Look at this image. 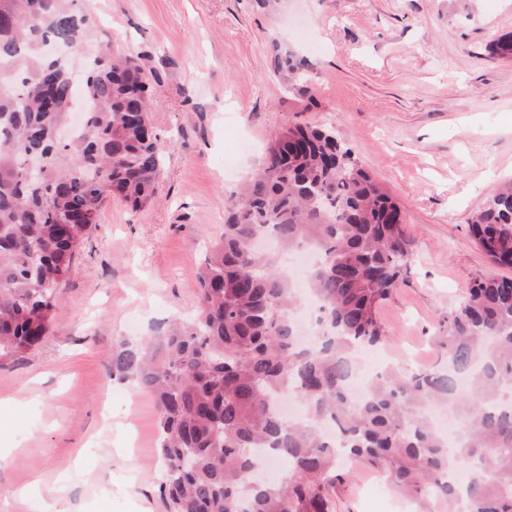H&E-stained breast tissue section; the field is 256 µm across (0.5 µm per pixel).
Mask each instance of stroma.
<instances>
[{"label": "stroma", "mask_w": 512, "mask_h": 512, "mask_svg": "<svg viewBox=\"0 0 512 512\" xmlns=\"http://www.w3.org/2000/svg\"><path fill=\"white\" fill-rule=\"evenodd\" d=\"M102 44L146 54L151 119L170 141L159 192L140 210L110 199L55 297L48 336L0 358V512H164L154 401L112 374L139 343L199 304L197 272L224 211L290 123L334 126L400 204L407 281L380 306L387 351L436 363L430 338L478 276L512 278L468 220L512 177V0H77ZM313 64L303 100L273 75L275 48ZM242 140L249 152L229 157ZM358 466L334 512H403Z\"/></svg>", "instance_id": "stroma-1"}]
</instances>
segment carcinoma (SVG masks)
Listing matches in <instances>:
<instances>
[{"label":"carcinoma","instance_id":"1","mask_svg":"<svg viewBox=\"0 0 512 512\" xmlns=\"http://www.w3.org/2000/svg\"><path fill=\"white\" fill-rule=\"evenodd\" d=\"M93 31L74 0H0V357L48 333L64 271L106 197L139 210L158 189L169 143L151 123L141 55L87 60L93 108L77 138H56L70 68L45 48L87 43ZM311 69L275 53L279 82L312 101ZM31 155L44 165L28 177ZM400 212L334 127L290 124L269 143L199 269L196 317L112 353V374L156 404L165 512H332L331 491L349 477L342 458L382 472L416 512H512V279L477 277L448 311L431 337L447 364L388 366L364 400L348 392L357 352L388 345L378 307L411 262ZM469 231L492 263L512 267V180L488 193ZM303 242L320 255L307 274L319 336L307 346L283 271ZM284 395L302 404L303 421L276 413ZM450 400L464 420L452 445L426 417ZM326 422L341 441L320 432ZM267 456L288 473L252 483Z\"/></svg>","mask_w":512,"mask_h":512}]
</instances>
